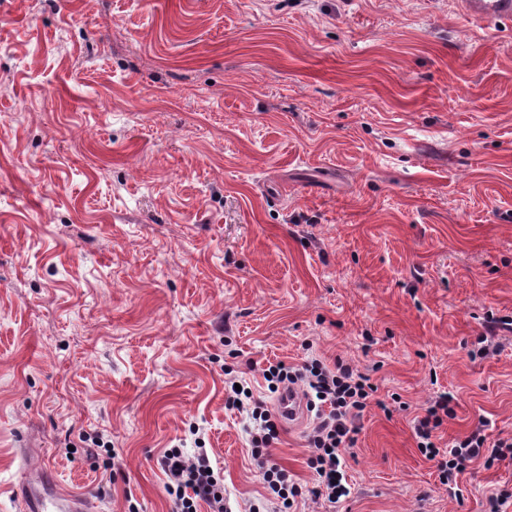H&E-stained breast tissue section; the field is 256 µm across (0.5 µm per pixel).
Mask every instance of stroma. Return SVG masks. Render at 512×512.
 Here are the masks:
<instances>
[{"instance_id":"stroma-1","label":"stroma","mask_w":512,"mask_h":512,"mask_svg":"<svg viewBox=\"0 0 512 512\" xmlns=\"http://www.w3.org/2000/svg\"><path fill=\"white\" fill-rule=\"evenodd\" d=\"M310 353L378 387L335 512H489L512 488V460H478L450 496L412 424L447 391L438 447L512 438V21L0 0V512L28 464L98 512H171L174 446L207 452L232 512L265 506L224 370L261 396ZM307 428L272 449L295 512Z\"/></svg>"}]
</instances>
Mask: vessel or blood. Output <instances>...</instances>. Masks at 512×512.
<instances>
[{"instance_id":"vessel-or-blood-1","label":"vessel or blood","mask_w":512,"mask_h":512,"mask_svg":"<svg viewBox=\"0 0 512 512\" xmlns=\"http://www.w3.org/2000/svg\"><path fill=\"white\" fill-rule=\"evenodd\" d=\"M464 15L476 21L512 19V0H459ZM288 424H297L304 413V403L296 391H288L277 403ZM22 512H89L86 496L68 491L43 469H26L17 489Z\"/></svg>"}]
</instances>
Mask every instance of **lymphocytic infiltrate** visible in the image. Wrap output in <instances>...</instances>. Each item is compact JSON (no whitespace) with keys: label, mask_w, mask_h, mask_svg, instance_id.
Returning a JSON list of instances; mask_svg holds the SVG:
<instances>
[{"label":"lymphocytic infiltrate","mask_w":512,"mask_h":512,"mask_svg":"<svg viewBox=\"0 0 512 512\" xmlns=\"http://www.w3.org/2000/svg\"><path fill=\"white\" fill-rule=\"evenodd\" d=\"M267 372V390L272 397H279L290 387H298L309 410L315 413L307 434L306 464L314 476L310 498L330 512L350 493L341 452L352 447L359 431V420L376 387L367 375L340 359L329 365L312 357L296 368L279 362L269 365ZM453 403L452 394L437 395L423 414L415 417L413 426L420 452L427 458L438 459L439 482L452 495L458 491V476L468 462L480 459L489 468L504 458L506 450H512V441L500 440L490 445L485 435L476 430L456 440L447 452H440L432 437L444 420L454 418ZM225 405L237 410L246 420L245 431L252 456L271 493L270 512H289L299 489L287 470L272 459V446L281 430L280 414L269 409L266 402L254 398L251 389L246 387L230 389ZM161 466L168 477L166 490L172 502L171 512H197L202 503L210 512H228L221 478L206 453L190 457L182 449L169 448L161 458Z\"/></svg>","instance_id":"lymphocytic-infiltrate-1"}]
</instances>
